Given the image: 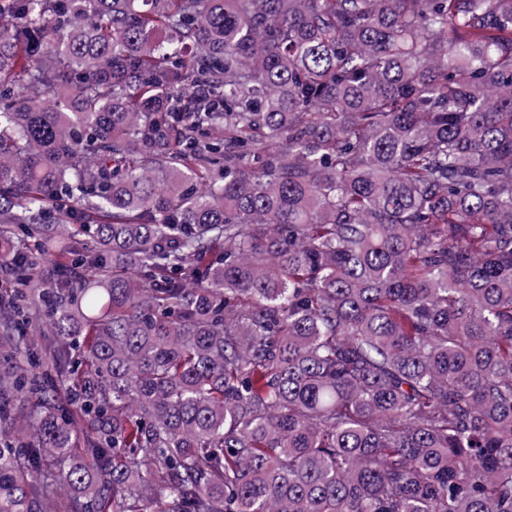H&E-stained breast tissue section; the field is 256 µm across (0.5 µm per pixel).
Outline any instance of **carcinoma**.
I'll use <instances>...</instances> for the list:
<instances>
[{
    "mask_svg": "<svg viewBox=\"0 0 512 512\" xmlns=\"http://www.w3.org/2000/svg\"><path fill=\"white\" fill-rule=\"evenodd\" d=\"M2 263L0 512H512V0H0Z\"/></svg>",
    "mask_w": 512,
    "mask_h": 512,
    "instance_id": "1",
    "label": "carcinoma"
}]
</instances>
